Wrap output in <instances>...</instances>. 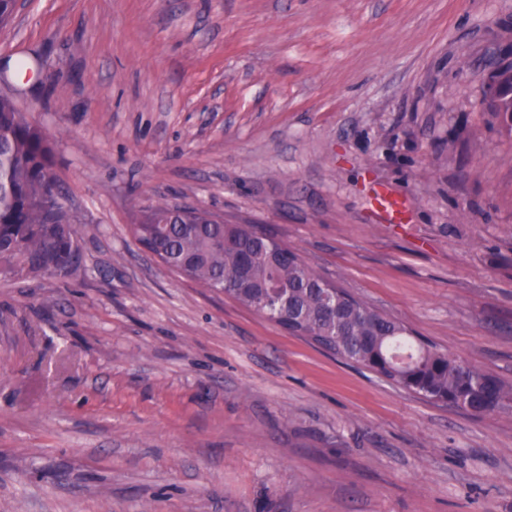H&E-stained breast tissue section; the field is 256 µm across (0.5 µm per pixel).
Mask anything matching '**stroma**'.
<instances>
[{"label": "stroma", "mask_w": 512, "mask_h": 512, "mask_svg": "<svg viewBox=\"0 0 512 512\" xmlns=\"http://www.w3.org/2000/svg\"><path fill=\"white\" fill-rule=\"evenodd\" d=\"M0 80L84 268L0 279V512H512V413L435 403L164 267L163 200L269 231L512 386V0H28ZM383 186L399 212L375 202Z\"/></svg>", "instance_id": "35a3bbf8"}]
</instances>
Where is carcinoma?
Segmentation results:
<instances>
[{"label":"carcinoma","instance_id":"carcinoma-1","mask_svg":"<svg viewBox=\"0 0 512 512\" xmlns=\"http://www.w3.org/2000/svg\"><path fill=\"white\" fill-rule=\"evenodd\" d=\"M53 145L42 126L0 96V273L13 279H67L83 268L80 230L57 185ZM171 206L142 209L145 231L168 269L219 291L289 333L337 357L375 369L433 402L484 414L512 412V387L460 364L395 319L335 290L296 253L242 224H210L202 216L169 218Z\"/></svg>","mask_w":512,"mask_h":512}]
</instances>
